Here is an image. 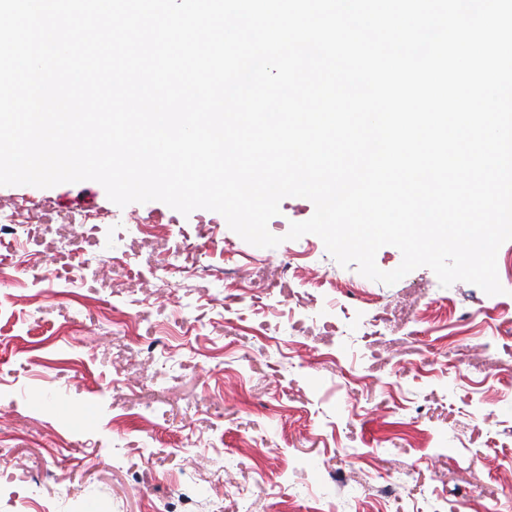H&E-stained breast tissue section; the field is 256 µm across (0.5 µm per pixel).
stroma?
Listing matches in <instances>:
<instances>
[{"instance_id": "obj_1", "label": "stroma", "mask_w": 512, "mask_h": 512, "mask_svg": "<svg viewBox=\"0 0 512 512\" xmlns=\"http://www.w3.org/2000/svg\"><path fill=\"white\" fill-rule=\"evenodd\" d=\"M18 219L39 221L42 199L71 202L78 222L111 232L112 245L147 265L168 248L205 249L211 277L157 287L138 323L102 299L133 288L125 272L64 295L22 284L0 264V512H15L20 461L54 473L49 512H512V277L490 296L441 287L418 268L387 285L341 267L322 240L287 239L313 203L287 197L258 248L226 220L197 231L159 201L118 207L94 181L51 188L3 186ZM153 223L142 242L137 227ZM192 302L202 324L179 317ZM390 322L364 327L374 312ZM338 326L306 335L291 321ZM166 337L154 360L176 381L145 383V339ZM94 465H86V458ZM393 482L395 496H381Z\"/></svg>"}]
</instances>
